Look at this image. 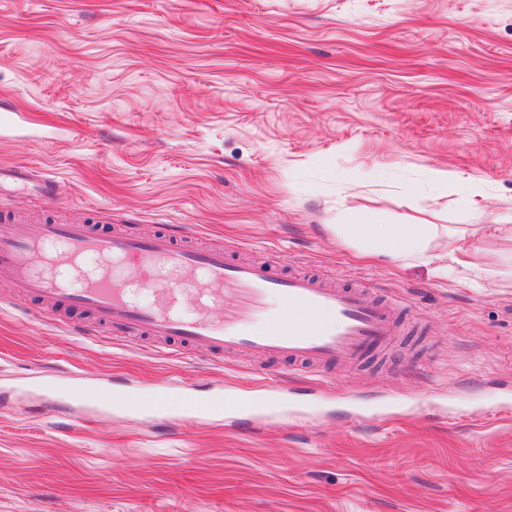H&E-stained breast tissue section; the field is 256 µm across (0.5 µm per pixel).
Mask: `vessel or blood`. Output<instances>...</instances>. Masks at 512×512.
Listing matches in <instances>:
<instances>
[{
  "label": "vessel or blood",
  "instance_id": "vessel-or-blood-1",
  "mask_svg": "<svg viewBox=\"0 0 512 512\" xmlns=\"http://www.w3.org/2000/svg\"><path fill=\"white\" fill-rule=\"evenodd\" d=\"M52 183L26 166H0V192L34 185L46 193ZM17 266L24 288L47 309L85 311L119 336L203 346L215 357L244 349L316 372L360 365L400 334L394 304L368 287L283 274L268 260L239 261L221 247H186L166 227L141 235L120 224L109 233L84 223L0 224V270ZM145 287L155 292L154 305L135 303ZM188 302L205 308V316L185 319ZM179 408L233 416L251 405L187 394Z\"/></svg>",
  "mask_w": 512,
  "mask_h": 512
}]
</instances>
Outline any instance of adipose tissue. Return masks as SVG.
I'll return each instance as SVG.
<instances>
[{"label": "adipose tissue", "mask_w": 512, "mask_h": 512, "mask_svg": "<svg viewBox=\"0 0 512 512\" xmlns=\"http://www.w3.org/2000/svg\"><path fill=\"white\" fill-rule=\"evenodd\" d=\"M346 241L360 250L383 257L419 261L428 265L432 275L447 278L450 267L448 252L438 250L441 238L450 236L451 230L444 224H374L359 219L354 224L336 227Z\"/></svg>", "instance_id": "obj_1"}]
</instances>
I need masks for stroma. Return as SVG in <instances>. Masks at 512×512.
Returning <instances> with one entry per match:
<instances>
[{
  "label": "stroma",
  "mask_w": 512,
  "mask_h": 512,
  "mask_svg": "<svg viewBox=\"0 0 512 512\" xmlns=\"http://www.w3.org/2000/svg\"><path fill=\"white\" fill-rule=\"evenodd\" d=\"M0 213L192 242L380 289L401 334L321 376L85 334L0 276V512H512V278L447 279L336 237L354 212L512 224V0H0ZM447 171V188L430 179ZM479 185L473 203L459 179ZM135 387L139 409L67 393ZM271 413L175 416L184 391ZM52 183L51 176L41 172L36 174L27 166H16L10 169L0 166V195L6 186L22 189L37 186L42 190V195L46 196L49 194Z\"/></svg>",
  "instance_id": "35a3bbf8"
}]
</instances>
